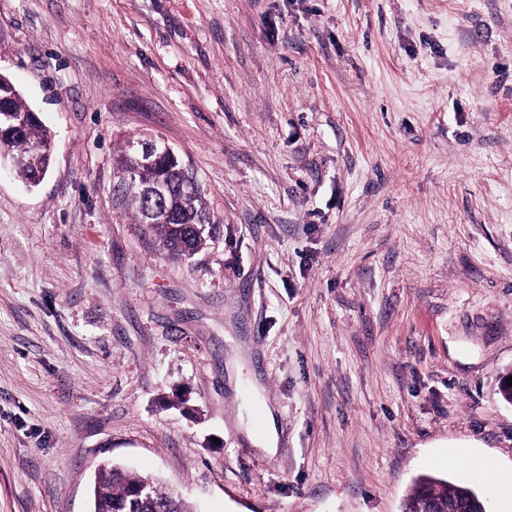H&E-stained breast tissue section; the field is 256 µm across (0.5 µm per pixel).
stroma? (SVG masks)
Returning a JSON list of instances; mask_svg holds the SVG:
<instances>
[{"label": "stroma", "mask_w": 512, "mask_h": 512, "mask_svg": "<svg viewBox=\"0 0 512 512\" xmlns=\"http://www.w3.org/2000/svg\"><path fill=\"white\" fill-rule=\"evenodd\" d=\"M53 136L0 167V512H91L110 463L197 512H402L512 470V0H0ZM167 143L214 241L122 186ZM278 450L241 426L246 392ZM247 436L249 440L261 451L267 455H275L278 445V436L276 431V421L272 410L266 409L265 427L262 433L256 434L246 424ZM447 495L448 498H455V508L459 512H486L482 510V498L467 485L449 483L430 475H420L415 480L403 511L415 512L430 501L439 509V504Z\"/></svg>", "instance_id": "1"}]
</instances>
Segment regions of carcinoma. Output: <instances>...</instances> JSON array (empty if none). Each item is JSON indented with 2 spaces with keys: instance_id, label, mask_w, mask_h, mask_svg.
Returning <instances> with one entry per match:
<instances>
[{
  "instance_id": "obj_1",
  "label": "carcinoma",
  "mask_w": 512,
  "mask_h": 512,
  "mask_svg": "<svg viewBox=\"0 0 512 512\" xmlns=\"http://www.w3.org/2000/svg\"><path fill=\"white\" fill-rule=\"evenodd\" d=\"M29 107L11 80L0 74V130L9 135L0 140V154L11 163L26 184H35L51 161L47 146L50 132ZM125 193L140 221L156 235L161 250L169 256L190 258L211 239L213 225L205 224V203L199 192L185 189V172L177 158L150 161L129 147L121 161ZM150 485V497L136 490ZM455 499L457 512H482V498L462 483H450L421 475L405 502L404 512H417L428 502L439 505L443 497ZM94 512H193L175 492L157 479L111 465L99 470L94 487Z\"/></svg>"
}]
</instances>
